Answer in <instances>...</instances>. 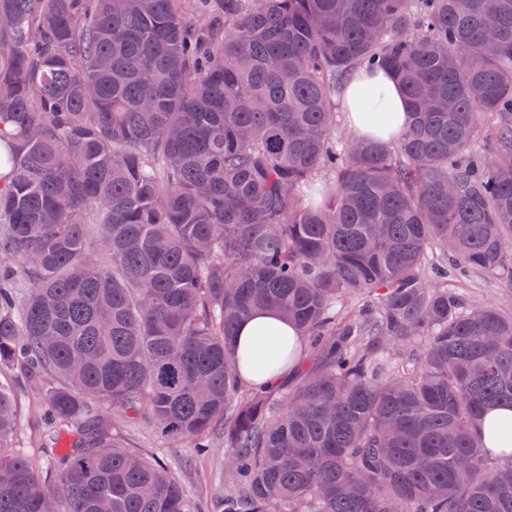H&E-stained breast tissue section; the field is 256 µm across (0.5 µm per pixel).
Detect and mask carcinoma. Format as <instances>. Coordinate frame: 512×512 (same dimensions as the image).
<instances>
[{
	"mask_svg": "<svg viewBox=\"0 0 512 512\" xmlns=\"http://www.w3.org/2000/svg\"><path fill=\"white\" fill-rule=\"evenodd\" d=\"M388 70L410 122L336 134ZM349 110L378 124L368 89ZM512 0H0V369L77 425L40 470L0 384V512H204L105 416L201 453L217 512H512ZM270 309L308 344L294 383ZM460 293L470 304L503 303L512 310V288L509 284L488 278L481 272L471 274L459 286ZM285 336L288 338V345L291 346L294 354L288 359V363L282 365L268 375L257 377L245 365L241 369L244 378L250 382H273L280 380L289 373L293 372L300 361V353L302 348L301 336H299L290 324L284 322L278 314L273 311H259L252 315L248 320L244 321L240 328L237 338V344L241 350L250 352L255 344L259 343L262 336ZM509 421L512 424V409L510 407H493L487 411L485 421L479 426V432L489 448H508L512 446V443H510V446H500L496 437L499 426Z\"/></svg>",
	"mask_w": 512,
	"mask_h": 512,
	"instance_id": "cac0c4a2",
	"label": "carcinoma"
}]
</instances>
